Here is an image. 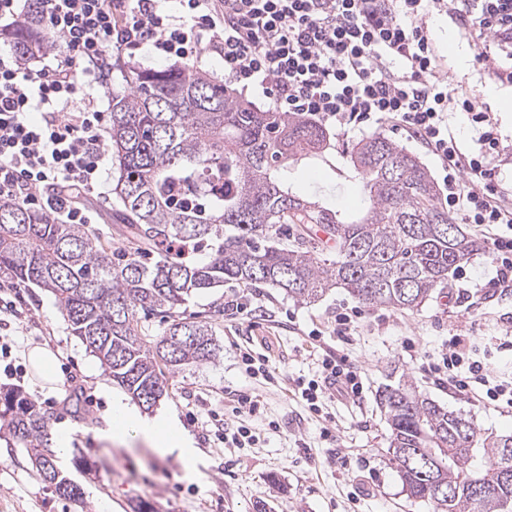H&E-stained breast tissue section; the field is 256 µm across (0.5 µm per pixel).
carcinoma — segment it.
Listing matches in <instances>:
<instances>
[{"label":"carcinoma","mask_w":512,"mask_h":512,"mask_svg":"<svg viewBox=\"0 0 512 512\" xmlns=\"http://www.w3.org/2000/svg\"><path fill=\"white\" fill-rule=\"evenodd\" d=\"M38 32L32 20L1 30L0 43L31 57ZM109 146L118 173L112 194L135 239L181 242L205 250L204 258L173 252L145 262L133 251L116 260L88 225L0 199V272L50 292L72 335L146 410L166 394L160 365L218 356L208 323L177 316L193 294L259 284L307 304L341 288L369 307L415 310L483 248L460 230L448 233L457 222L438 204L428 170L383 135L350 152L369 200L361 215L340 217L297 195L288 166L323 154L327 130L300 115L257 111L190 66L130 68L126 86L112 94ZM290 224L326 225L336 255L289 242ZM140 311L172 322L150 342L137 331ZM376 400L391 429L389 461L408 497L437 512H512V478H504L512 473V436L482 431L408 380L383 385ZM2 426L42 481L67 478L44 443L39 407L16 389L0 388ZM476 479L483 496L472 491ZM434 480L447 496L432 495Z\"/></svg>","instance_id":"1"}]
</instances>
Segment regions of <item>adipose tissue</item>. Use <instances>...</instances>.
Here are the masks:
<instances>
[{
  "label": "adipose tissue",
  "instance_id": "adipose-tissue-1",
  "mask_svg": "<svg viewBox=\"0 0 512 512\" xmlns=\"http://www.w3.org/2000/svg\"><path fill=\"white\" fill-rule=\"evenodd\" d=\"M110 415L119 420L118 428L112 429L109 438L115 442H124L128 434L140 436L149 447L160 453H178L179 457L190 458L196 453L191 439L178 432L174 416H140L134 414L120 396H113Z\"/></svg>",
  "mask_w": 512,
  "mask_h": 512
}]
</instances>
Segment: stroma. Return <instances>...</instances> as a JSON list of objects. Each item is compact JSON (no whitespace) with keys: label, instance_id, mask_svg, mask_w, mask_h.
<instances>
[{"label":"stroma","instance_id":"obj_1","mask_svg":"<svg viewBox=\"0 0 512 512\" xmlns=\"http://www.w3.org/2000/svg\"><path fill=\"white\" fill-rule=\"evenodd\" d=\"M442 65L455 88L487 108L504 148L500 177L512 182V112L500 109L512 100V86L489 81L477 66L460 70L459 56L473 57V40L436 15L430 20ZM362 132L331 131L324 157L302 161L291 169L293 191L347 215L360 200V179L350 162L352 146ZM96 232L112 252L130 251L121 206L115 196L90 200ZM446 288L436 290L414 311L391 307H360L362 317L351 344L337 341L336 312L358 307L343 289L321 300L300 304L280 289L229 283L192 295L181 314L209 322L219 347L218 357L203 365L167 372V393L160 406L176 412L192 436L196 455H160L138 437L125 443L101 435L110 421V379L99 360L72 336L66 318L48 291L0 274L19 314L0 321V340L11 348L17 376L0 371V387L20 389L35 401L50 433L69 432L70 443L59 466L83 489V499L59 497L41 481L24 448L8 431H0V512H434L432 503L408 498L401 478L389 462L390 426L376 403L385 384L406 378L419 392L449 410L463 414L485 431L512 434V408L492 406L455 394L424 372L425 359L445 351L450 339L475 355H488L494 373L512 379V287L496 297L465 292L495 274L488 252L474 255ZM262 306L257 318H229L230 299ZM41 345L53 356L62 385L53 393L41 390L25 361L29 346ZM268 358L274 380L249 377L240 352ZM346 355L358 368L365 389L360 398H328L323 413L309 410L295 395L298 381L313 379L323 353ZM258 402L256 414H239L240 393ZM226 432L249 427L256 437L248 448H228L215 434V420ZM332 440H323V430Z\"/></svg>","mask_w":512,"mask_h":512}]
</instances>
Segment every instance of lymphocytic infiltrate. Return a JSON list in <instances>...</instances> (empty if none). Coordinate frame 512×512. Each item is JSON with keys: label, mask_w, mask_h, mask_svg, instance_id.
I'll return each instance as SVG.
<instances>
[{"label": "lymphocytic infiltrate", "mask_w": 512, "mask_h": 512, "mask_svg": "<svg viewBox=\"0 0 512 512\" xmlns=\"http://www.w3.org/2000/svg\"><path fill=\"white\" fill-rule=\"evenodd\" d=\"M0 0V22L37 12L50 41L28 67L0 47V198L91 224L86 202L102 196L108 115L93 95L112 79L113 54L151 47L177 62L218 54L224 79L261 90L271 111L297 112L344 132L389 127L438 157L444 204L467 224H500L488 239L492 287L512 286V189L500 179L501 142L487 110L460 95L443 69L429 20L446 15L476 38V65L512 85V0ZM39 119H31V111ZM470 114L479 130L461 144L449 114ZM460 394L482 389L512 406V381L457 347L442 359ZM362 393L346 357L322 358L300 391L313 411L331 390Z\"/></svg>", "instance_id": "lymphocytic-infiltrate-1"}]
</instances>
